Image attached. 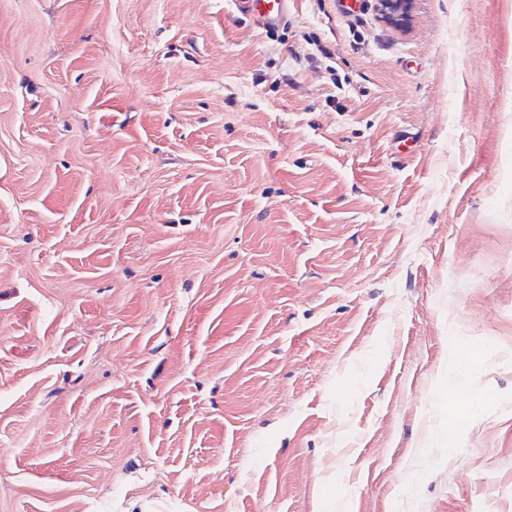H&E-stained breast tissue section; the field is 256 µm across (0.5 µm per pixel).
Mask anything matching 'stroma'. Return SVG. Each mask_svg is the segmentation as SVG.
Returning <instances> with one entry per match:
<instances>
[{"label": "stroma", "mask_w": 512, "mask_h": 512, "mask_svg": "<svg viewBox=\"0 0 512 512\" xmlns=\"http://www.w3.org/2000/svg\"><path fill=\"white\" fill-rule=\"evenodd\" d=\"M0 512H512V0H0ZM233 12L253 19L265 28H275L288 20L295 0H230ZM412 0H376L379 17L387 24L402 27L410 17Z\"/></svg>", "instance_id": "35a3bbf8"}]
</instances>
